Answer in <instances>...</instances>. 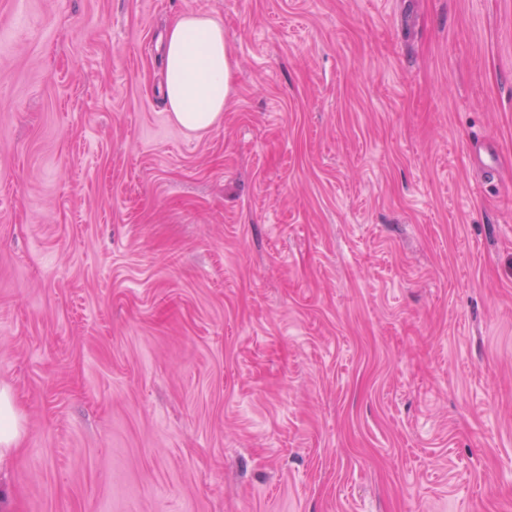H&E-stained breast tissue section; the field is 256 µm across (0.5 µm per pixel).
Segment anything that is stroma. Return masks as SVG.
Segmentation results:
<instances>
[{
    "mask_svg": "<svg viewBox=\"0 0 512 512\" xmlns=\"http://www.w3.org/2000/svg\"><path fill=\"white\" fill-rule=\"evenodd\" d=\"M0 388L9 512H512V0H0ZM163 55L162 92L172 119L189 131L218 125L236 91L224 25L208 15L183 14L167 30ZM21 431L20 419L9 391L0 390V467L15 446Z\"/></svg>",
    "mask_w": 512,
    "mask_h": 512,
    "instance_id": "35a3bbf8",
    "label": "stroma"
}]
</instances>
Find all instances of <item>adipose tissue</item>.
I'll return each instance as SVG.
<instances>
[{
	"mask_svg": "<svg viewBox=\"0 0 512 512\" xmlns=\"http://www.w3.org/2000/svg\"><path fill=\"white\" fill-rule=\"evenodd\" d=\"M163 55V96L172 119L189 131L218 125L236 91L223 24L198 13L179 16L167 30Z\"/></svg>",
	"mask_w": 512,
	"mask_h": 512,
	"instance_id": "obj_1",
	"label": "adipose tissue"
}]
</instances>
